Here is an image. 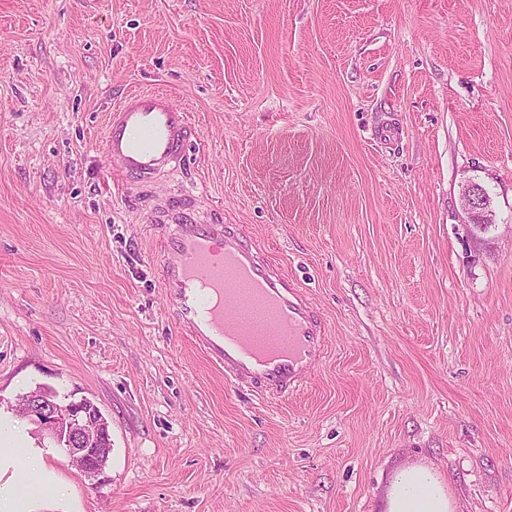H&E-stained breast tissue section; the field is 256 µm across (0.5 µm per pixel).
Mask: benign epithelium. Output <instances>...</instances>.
<instances>
[{
	"instance_id": "benign-epithelium-1",
	"label": "benign epithelium",
	"mask_w": 512,
	"mask_h": 512,
	"mask_svg": "<svg viewBox=\"0 0 512 512\" xmlns=\"http://www.w3.org/2000/svg\"><path fill=\"white\" fill-rule=\"evenodd\" d=\"M462 209L467 223L488 225L494 223V211L480 184L470 181L462 187ZM18 414L48 430L65 447L78 472L87 477L103 473L111 452L109 426L100 417L95 405L83 400H58L40 392L18 398Z\"/></svg>"
}]
</instances>
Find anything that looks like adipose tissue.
Returning a JSON list of instances; mask_svg holds the SVG:
<instances>
[{
    "instance_id": "adipose-tissue-1",
    "label": "adipose tissue",
    "mask_w": 512,
    "mask_h": 512,
    "mask_svg": "<svg viewBox=\"0 0 512 512\" xmlns=\"http://www.w3.org/2000/svg\"><path fill=\"white\" fill-rule=\"evenodd\" d=\"M21 461L27 475L25 483L0 484V512H14L22 498V489L45 479L47 468L42 454L34 451L23 428L16 423H0V471ZM385 512H454L455 507L443 477L422 466L401 471L384 502Z\"/></svg>"
}]
</instances>
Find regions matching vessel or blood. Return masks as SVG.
<instances>
[{
	"label": "vessel or blood",
	"mask_w": 512,
	"mask_h": 512,
	"mask_svg": "<svg viewBox=\"0 0 512 512\" xmlns=\"http://www.w3.org/2000/svg\"><path fill=\"white\" fill-rule=\"evenodd\" d=\"M196 133L170 95L133 90L112 105L103 150L111 172L149 186L182 173ZM148 222L167 253L158 279L170 315L226 383L272 400L302 387L328 353V328L298 283L192 192L152 207Z\"/></svg>",
	"instance_id": "vessel-or-blood-1"
}]
</instances>
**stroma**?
<instances>
[{"label":"stroma","instance_id":"stroma-1","mask_svg":"<svg viewBox=\"0 0 512 512\" xmlns=\"http://www.w3.org/2000/svg\"><path fill=\"white\" fill-rule=\"evenodd\" d=\"M139 88L199 125L145 189L102 155ZM182 190L326 321L288 398L177 331L145 212ZM40 386L91 399L112 451L88 480L24 421L48 475L20 512H381L413 465L512 512V0H0V421ZM487 196L490 199L488 193ZM487 196L482 192L478 182L468 181L462 187V209L468 219V224H494V211L488 203Z\"/></svg>","mask_w":512,"mask_h":512}]
</instances>
